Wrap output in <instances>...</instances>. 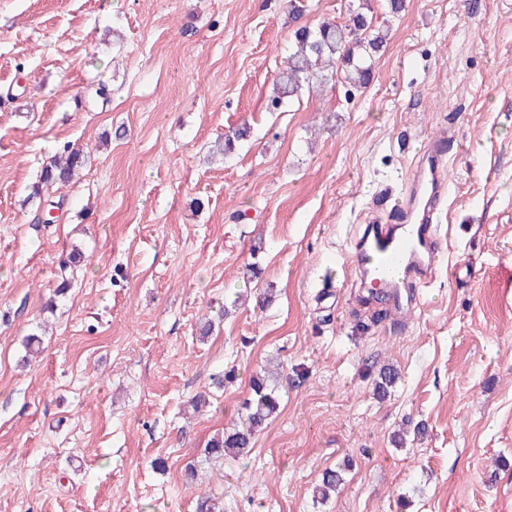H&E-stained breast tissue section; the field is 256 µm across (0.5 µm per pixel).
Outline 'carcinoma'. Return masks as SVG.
Segmentation results:
<instances>
[{
  "label": "carcinoma",
  "mask_w": 512,
  "mask_h": 512,
  "mask_svg": "<svg viewBox=\"0 0 512 512\" xmlns=\"http://www.w3.org/2000/svg\"><path fill=\"white\" fill-rule=\"evenodd\" d=\"M386 40V33L374 27L370 0H360L358 7L350 14L349 21L337 24L329 20L313 26L304 25L294 32L293 51L288 54L284 68L277 78L275 104L292 100L304 86L327 79L325 71L339 64L345 82L352 88L366 84L374 66L376 54ZM247 126L237 128L224 135V140L215 144L218 151L228 155L235 149V142L246 138ZM87 155L83 149L67 143L43 166L41 183L48 189L66 184L75 169L85 165ZM375 372L374 395L383 400L395 386L398 376L389 366L369 367ZM279 408V398L268 378L258 374L252 379L251 395L241 404L245 412L242 426L224 431L212 438L205 454L212 457L246 455L252 448L255 434L265 425ZM344 482V470L326 469L316 487L320 500Z\"/></svg>",
  "instance_id": "carcinoma-1"
}]
</instances>
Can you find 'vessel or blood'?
<instances>
[{
  "label": "vessel or blood",
  "instance_id": "b4317fda",
  "mask_svg": "<svg viewBox=\"0 0 512 512\" xmlns=\"http://www.w3.org/2000/svg\"><path fill=\"white\" fill-rule=\"evenodd\" d=\"M444 139L425 143L417 170L395 206L390 224L372 225L356 242L349 261L370 288L396 297L400 289L428 286L444 243L438 234V203L447 190Z\"/></svg>",
  "mask_w": 512,
  "mask_h": 512
}]
</instances>
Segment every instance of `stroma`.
<instances>
[{"label": "stroma", "instance_id": "stroma-1", "mask_svg": "<svg viewBox=\"0 0 512 512\" xmlns=\"http://www.w3.org/2000/svg\"><path fill=\"white\" fill-rule=\"evenodd\" d=\"M302 2L0 0V512H512V0H371L369 84L276 107L293 31L349 19ZM438 132L447 248L396 316L336 258ZM66 142L87 162L46 224L32 192ZM370 364L399 372L386 399ZM271 368L251 451L205 457ZM408 418L427 434L396 446Z\"/></svg>", "mask_w": 512, "mask_h": 512}]
</instances>
